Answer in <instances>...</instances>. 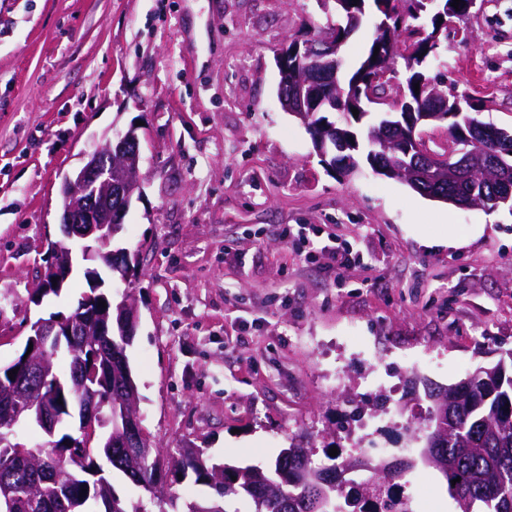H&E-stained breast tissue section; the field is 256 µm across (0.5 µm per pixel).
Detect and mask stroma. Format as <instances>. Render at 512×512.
Returning a JSON list of instances; mask_svg holds the SVG:
<instances>
[{"mask_svg":"<svg viewBox=\"0 0 512 512\" xmlns=\"http://www.w3.org/2000/svg\"><path fill=\"white\" fill-rule=\"evenodd\" d=\"M336 20L319 0H0V364L30 321L90 288L28 300L56 242L66 174L137 126L143 189L106 277L140 322L128 350L143 426L161 453L199 446L263 465L291 441L342 455L389 448L427 512H455L403 429L426 382L451 384L512 352V209H463L368 172L326 168L284 112L275 57ZM448 81L483 121L512 128V0H477L441 34ZM305 226L303 238L279 228ZM477 228L433 244L445 225ZM352 247L338 267L324 243ZM385 394L376 427L339 424Z\"/></svg>","mask_w":512,"mask_h":512,"instance_id":"obj_1","label":"stroma"}]
</instances>
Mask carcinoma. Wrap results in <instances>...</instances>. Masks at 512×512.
Instances as JSON below:
<instances>
[{"label": "carcinoma", "instance_id": "cac0c4a2", "mask_svg": "<svg viewBox=\"0 0 512 512\" xmlns=\"http://www.w3.org/2000/svg\"><path fill=\"white\" fill-rule=\"evenodd\" d=\"M370 2L377 14L392 12L404 21V29L424 32L421 47L436 56L438 46L428 41L441 27L424 15L422 0ZM476 2L461 0L459 8H450L448 20L463 21ZM380 61L367 51L344 74L343 88L349 92L353 83L374 75ZM405 67L401 87L406 98L425 101L418 69L408 59ZM475 120L472 112H454L448 118L457 151L451 161L473 150L495 149L492 135L477 129ZM475 198L485 211L505 204L512 208V199L504 203L488 188L477 187ZM102 301L107 307L98 306ZM123 307V302L115 304L107 293L92 288L69 315L48 318L62 332L70 318L92 313L88 335L36 337L29 361L45 359L52 372L27 417L0 427V476L11 477L21 496L17 504L0 501V512H146L148 503L160 505L159 512H229L231 499L246 507L234 512H344V506L356 507L366 498L375 501L373 512H412L406 497L396 490L408 465L392 469L387 460L362 462L353 455L338 460L327 447L325 459L318 462L313 449L293 442L270 468L238 466L213 457L206 448H179L164 458L151 447L148 436L134 443L120 434L123 409L140 399L127 355L133 337L123 335L120 328ZM13 369L25 370L23 357L0 366V392L12 385L8 372ZM471 375L468 383L458 381L429 391L447 399L443 410L447 435L433 449L437 459L447 461V469L439 474L457 512H512V373L501 359L493 366L476 367ZM24 426L41 431L47 440L18 447L15 437ZM362 470L367 477L351 480L347 490L336 482L339 471ZM166 473L176 481L191 474L194 483L209 492L183 501L165 489L153 493ZM118 476L138 490L137 500L117 494ZM457 477L461 481L451 483Z\"/></svg>", "mask_w": 512, "mask_h": 512}]
</instances>
